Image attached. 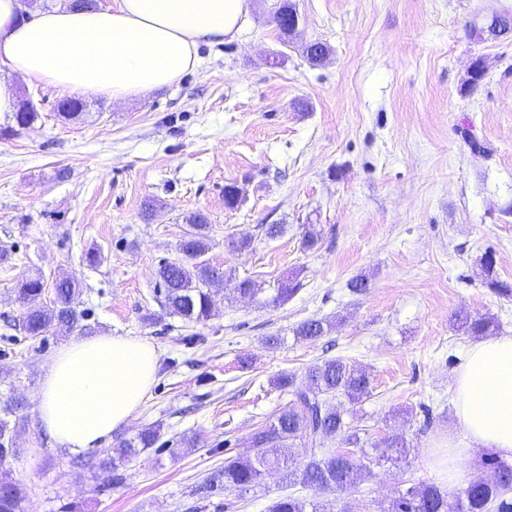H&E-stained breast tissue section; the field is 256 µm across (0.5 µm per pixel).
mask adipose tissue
<instances>
[{
	"label": "adipose tissue",
	"instance_id": "adipose-tissue-1",
	"mask_svg": "<svg viewBox=\"0 0 512 512\" xmlns=\"http://www.w3.org/2000/svg\"><path fill=\"white\" fill-rule=\"evenodd\" d=\"M248 14L249 0H115L98 8L61 0L27 11L20 0H0V65L62 96L144 98L194 71L201 45L235 39ZM159 358L155 344L129 336L65 344L39 390L42 429L73 453L101 447L146 400ZM453 393L469 445L434 451L441 479L455 483L462 462L485 451L512 463V335L470 344Z\"/></svg>",
	"mask_w": 512,
	"mask_h": 512
}]
</instances>
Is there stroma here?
I'll use <instances>...</instances> for the list:
<instances>
[{
  "instance_id": "1",
  "label": "stroma",
  "mask_w": 512,
  "mask_h": 512,
  "mask_svg": "<svg viewBox=\"0 0 512 512\" xmlns=\"http://www.w3.org/2000/svg\"><path fill=\"white\" fill-rule=\"evenodd\" d=\"M302 17L283 34V0H253L233 41L199 48L177 85L143 99L86 96L79 117L61 116L51 88L9 74L37 117L0 136V404L20 403L18 455L0 479L18 484L27 512H186L227 457L253 455L252 433L288 403L271 381L342 358L371 390L347 420L371 449L404 437L406 458L376 461L371 474L329 500L375 512L398 488L438 482L427 456L447 441L467 446L454 418L453 380L470 336L454 315L490 318L512 335V36L475 42L469 27L512 11V0H292ZM329 53L312 62L308 45ZM483 58L476 86L468 68ZM481 150H473L471 140ZM236 185V207L224 203ZM210 224L208 258L227 289L211 317L167 314L156 271L178 258L190 226ZM282 224L281 237L261 227ZM318 242L305 248V234ZM252 247L225 249L227 235ZM97 252V264L85 260ZM494 252L493 273L481 264ZM46 286L79 281L78 308L97 333L159 347L157 380L138 412L106 442L160 424L155 447L111 474L76 465L41 428L37 394L66 339H32L16 326L22 277ZM369 286L351 292L350 279ZM261 291L243 298L235 282ZM300 283L271 305L279 283ZM331 332L298 339L308 319ZM198 444L182 447L183 438ZM314 498L278 472L245 492L215 488L228 512H266L278 496Z\"/></svg>"
}]
</instances>
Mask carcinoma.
Wrapping results in <instances>:
<instances>
[{
  "mask_svg": "<svg viewBox=\"0 0 512 512\" xmlns=\"http://www.w3.org/2000/svg\"><path fill=\"white\" fill-rule=\"evenodd\" d=\"M187 223L191 231L178 245L179 258L163 263L158 277L162 305L188 322L199 323L210 317L215 297L224 292V272L206 258L210 249L207 219L198 213L189 216ZM299 289V283L286 280L270 303L280 305ZM17 292L30 302L19 318V327L27 335L37 337L50 325L65 334L91 329L87 315L76 306L80 289L73 279H59L49 303L43 302L45 284L39 277L20 280ZM456 322L468 336H491L495 331L492 321L473 319L464 312L456 314ZM331 329L327 320L310 319L298 327L296 334L304 340H316ZM274 385L291 399L274 420L252 435L255 456L225 459L224 469L215 478L224 481V488L243 492L257 485L265 471L278 469L291 485L300 484L320 493L351 490L362 474L368 473L363 464L366 451L360 435L345 418L347 410L329 399L342 395L352 404L359 403L370 392V379L343 359L335 358L309 367L302 383L285 375ZM13 431L11 421L0 417V466L17 455ZM159 438L160 425L155 424L120 440L110 457L100 463V469L112 472V479L119 480L120 468L142 450L154 447ZM297 441L309 447L307 461L298 468L288 453ZM328 441L339 442L343 449L326 446ZM483 465L493 471L495 478L477 473L452 488L415 483L397 490L389 504L380 506L377 512H512V465L496 457L486 458ZM24 502L25 494L16 484L0 483V512H25ZM268 512H327V505L288 494L276 498Z\"/></svg>",
  "mask_w": 512,
  "mask_h": 512,
  "instance_id": "1",
  "label": "carcinoma"
}]
</instances>
